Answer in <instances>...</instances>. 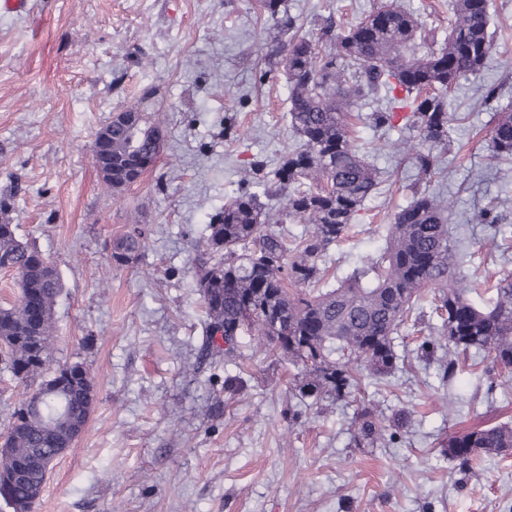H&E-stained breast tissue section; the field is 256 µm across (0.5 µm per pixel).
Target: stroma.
<instances>
[{
  "instance_id": "1",
  "label": "stroma",
  "mask_w": 512,
  "mask_h": 512,
  "mask_svg": "<svg viewBox=\"0 0 512 512\" xmlns=\"http://www.w3.org/2000/svg\"><path fill=\"white\" fill-rule=\"evenodd\" d=\"M300 32L323 16L342 25L379 0H285ZM492 58L449 95L452 149L429 190L450 202L462 274L512 273V248L488 246L476 214L492 205L512 237V164L480 142L512 103V0H489ZM286 37L260 0H29L0 11V192L19 240L48 258L64 288L54 311L52 366L83 363L96 402L82 436L49 471L35 512H512V452L460 472L449 434L512 424V370L470 358L452 383L415 350L427 320L402 325L407 359L385 383L309 409L287 360L241 337L237 361L201 355L206 314L196 287L207 225L253 158L275 164L295 145L288 82L272 45ZM273 74L258 83L260 70ZM498 95L484 100L483 86ZM125 110L164 115L153 168L106 191L92 161L97 132ZM380 185L326 278L376 256L416 171L400 131L356 126ZM140 224L145 252L115 264L110 244ZM407 408L408 431L380 447L349 445L358 407Z\"/></svg>"
}]
</instances>
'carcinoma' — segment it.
Returning a JSON list of instances; mask_svg holds the SVG:
<instances>
[{"label": "carcinoma", "instance_id": "obj_1", "mask_svg": "<svg viewBox=\"0 0 512 512\" xmlns=\"http://www.w3.org/2000/svg\"><path fill=\"white\" fill-rule=\"evenodd\" d=\"M280 6L281 0H263L270 19L289 31L296 20L280 13ZM494 42L488 0H455L441 40L399 0H385L347 28L328 15L316 41L291 35L285 71L298 146L270 169L252 161L237 194L210 218L209 258L196 281L207 317V355L235 359L238 343L223 346L221 331L253 336L297 366L299 392L317 404L344 399L360 378L386 377L405 361L393 334L432 291L440 323L423 338L417 358L437 363L448 381L459 372L460 358L472 352L512 368V274L491 285L479 279L470 289L457 287L459 239L425 188L395 214L377 256L362 261L338 287H317L325 276L319 262L379 185L378 170L353 145L349 118L362 119L368 108V125L377 131L403 123L418 132L419 146L405 145L402 152L429 180L439 152L451 147L448 94L487 66ZM420 45L427 47L423 55ZM105 133L97 139L94 163L112 164L102 176L114 192L155 163L161 122L142 112H117ZM486 149L494 159L512 161V108L493 116ZM262 196L282 204L277 219L265 210ZM13 207L14 193L0 195V268L16 271L21 289L18 303L0 309V370L40 383L14 413L0 451V498L10 499L16 512H32L45 483V457L69 448L85 430L93 382L82 363L51 370L54 309L63 283L37 248L17 238L9 217ZM286 220L309 230L290 244L270 227ZM145 239V229L131 225L112 241V260L122 266L138 261ZM471 292L490 295L488 303L475 304ZM411 419L404 409L389 421L365 404L350 426L353 445L373 448L387 426L402 430ZM443 448L461 471L471 473L473 465L512 450V427L453 433Z\"/></svg>", "mask_w": 512, "mask_h": 512}]
</instances>
